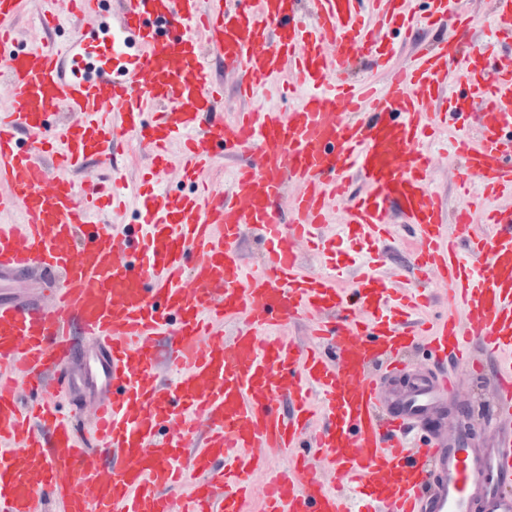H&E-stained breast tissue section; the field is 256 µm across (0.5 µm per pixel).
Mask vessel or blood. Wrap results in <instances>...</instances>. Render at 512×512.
<instances>
[{"mask_svg": "<svg viewBox=\"0 0 512 512\" xmlns=\"http://www.w3.org/2000/svg\"><path fill=\"white\" fill-rule=\"evenodd\" d=\"M56 2L0 0V512H245L254 496L261 512H512V207L471 232L474 195L512 197V0L487 21L467 0ZM451 19L452 38L426 41ZM486 22L504 46L487 60ZM395 34L417 40L401 69L381 50ZM228 71L251 104L231 119ZM283 74L295 103L254 107ZM452 117L453 213L421 147ZM175 136L191 192L156 183L138 231L112 235L124 158L166 170ZM217 147L228 181L200 183ZM334 204L378 257L396 226L412 232L416 287L304 271L305 246L331 249ZM249 237L265 246L255 273ZM432 282L461 316H430ZM282 320L312 345L278 336ZM421 345L415 374L405 353ZM489 366L484 446L448 417L460 372ZM307 440L318 459L296 454Z\"/></svg>", "mask_w": 512, "mask_h": 512, "instance_id": "b4317fda", "label": "vessel or blood"}]
</instances>
